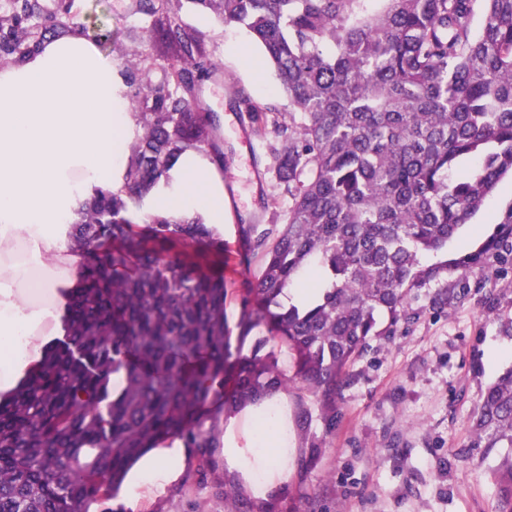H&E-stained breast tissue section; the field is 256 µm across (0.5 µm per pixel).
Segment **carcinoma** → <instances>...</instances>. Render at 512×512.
<instances>
[{
  "mask_svg": "<svg viewBox=\"0 0 512 512\" xmlns=\"http://www.w3.org/2000/svg\"><path fill=\"white\" fill-rule=\"evenodd\" d=\"M154 0H132L164 32L173 54L164 80L135 86L141 131L129 146L124 185L94 188L69 224L81 260L65 337L15 396L0 402V512H91L113 497L130 466L178 439L208 480L224 415L296 381L306 429L336 427L347 369L374 336L408 319L406 298L448 264L423 267L512 176V0H188L223 24L245 26L273 68L288 111L240 95L276 161L288 195L284 224L241 228L238 262L262 259L238 291L244 337L265 323L294 359L289 375L267 340L244 356L225 315L224 240L196 216H138L178 158L208 150L224 169L217 116L199 86L219 73L202 32L172 21ZM481 17L479 32L474 21ZM83 29L75 0H38L22 11L0 2V52L23 56L33 41ZM476 164L454 175L460 163ZM504 236L468 257L512 262V207ZM144 228L138 230L136 225ZM321 289L313 304H284L301 274ZM124 374L115 388L111 375ZM313 434L296 461L304 479L323 454ZM470 448H512V368L487 386L471 420ZM494 512H512V455L496 469ZM224 512H298L283 492L242 498L224 488Z\"/></svg>",
  "mask_w": 512,
  "mask_h": 512,
  "instance_id": "obj_1",
  "label": "carcinoma"
}]
</instances>
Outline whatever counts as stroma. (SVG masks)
Instances as JSON below:
<instances>
[{"label":"stroma","mask_w":512,"mask_h":512,"mask_svg":"<svg viewBox=\"0 0 512 512\" xmlns=\"http://www.w3.org/2000/svg\"><path fill=\"white\" fill-rule=\"evenodd\" d=\"M80 8L83 24L111 35L101 49L105 59L122 69L141 64L152 82L163 79L161 32L135 19L130 0H80ZM178 21L205 35L224 72L223 80L203 84L200 97L219 117L226 156L225 313L233 325L241 311L236 292L261 268L257 260L247 268L239 265V227L259 218L284 223L287 209L272 158L264 151L250 153L259 139L241 119L237 96L246 94L261 108L282 109L287 101L244 28L220 25L189 6ZM511 205L512 181L506 179L447 250L421 255L425 266L447 263L441 283L454 298L439 309L431 303L432 289H411L409 320L394 335L374 337L366 355L350 366L336 399L335 430L327 434L320 420L311 423L312 432L324 436L323 456L306 480L292 470L284 483L302 512H493V469L503 449L480 464L462 461L459 453L470 441V418L483 390L512 367V332L504 328L512 316V266L489 254L469 269L459 262L499 236ZM215 461L208 483L198 485L192 480L198 458L189 454L182 478L147 494L137 512H224L219 486L243 478L225 470L223 452H216Z\"/></svg>","instance_id":"obj_1"}]
</instances>
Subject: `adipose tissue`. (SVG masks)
Masks as SVG:
<instances>
[{
  "mask_svg": "<svg viewBox=\"0 0 512 512\" xmlns=\"http://www.w3.org/2000/svg\"><path fill=\"white\" fill-rule=\"evenodd\" d=\"M140 126L128 112L114 67L76 32L0 69V400L39 368L63 334L62 316L80 278L68 247L74 210L95 187L120 188ZM153 210L224 223L217 167L191 151L170 171ZM296 448L280 397L224 420V466L270 490ZM186 459L172 440L132 467L125 500L134 506L178 481Z\"/></svg>",
  "mask_w": 512,
  "mask_h": 512,
  "instance_id": "obj_1",
  "label": "adipose tissue"
}]
</instances>
